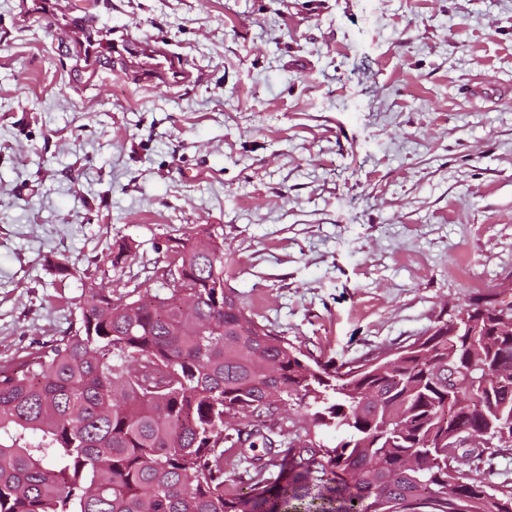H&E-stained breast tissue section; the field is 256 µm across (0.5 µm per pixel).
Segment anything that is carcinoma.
<instances>
[{
    "label": "carcinoma",
    "instance_id": "carcinoma-1",
    "mask_svg": "<svg viewBox=\"0 0 512 512\" xmlns=\"http://www.w3.org/2000/svg\"><path fill=\"white\" fill-rule=\"evenodd\" d=\"M103 41L77 42L79 76ZM130 253L116 241L107 262ZM160 253L179 269L165 293L85 273L64 334L0 363V512H512V483L460 470L512 445V301L477 297L330 373L224 287L222 235L197 224ZM331 423L348 432L334 448ZM466 430L484 456L450 447Z\"/></svg>",
    "mask_w": 512,
    "mask_h": 512
}]
</instances>
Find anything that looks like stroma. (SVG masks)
<instances>
[{
	"label": "stroma",
	"mask_w": 512,
	"mask_h": 512,
	"mask_svg": "<svg viewBox=\"0 0 512 512\" xmlns=\"http://www.w3.org/2000/svg\"><path fill=\"white\" fill-rule=\"evenodd\" d=\"M187 80L74 77L77 31ZM207 224L224 282L330 368L512 300V0H0V360Z\"/></svg>",
	"instance_id": "obj_1"
}]
</instances>
